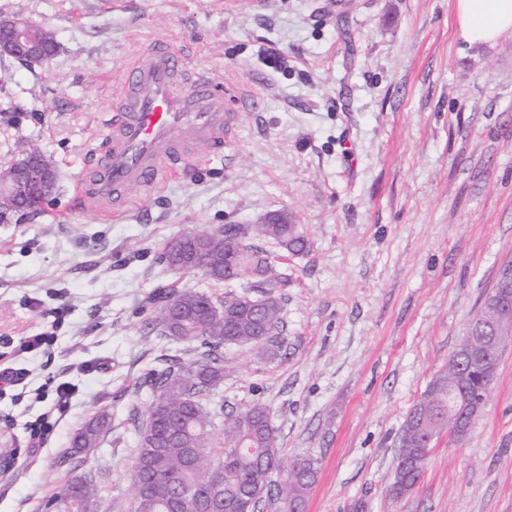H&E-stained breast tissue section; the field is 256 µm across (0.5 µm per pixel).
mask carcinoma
I'll return each instance as SVG.
<instances>
[{
	"instance_id": "cac0c4a2",
	"label": "carcinoma",
	"mask_w": 512,
	"mask_h": 512,
	"mask_svg": "<svg viewBox=\"0 0 512 512\" xmlns=\"http://www.w3.org/2000/svg\"><path fill=\"white\" fill-rule=\"evenodd\" d=\"M224 240L211 246L200 258L201 248L194 233L186 232L166 244L164 262L185 271H201L216 283L239 281L274 286L278 282L275 255L278 247L291 255L307 248V241L293 224H226ZM281 301L271 295L252 304L243 296L227 292L216 300L206 293L172 291L163 297L159 312L148 328L160 338L193 342L203 348L197 361L185 365L171 363L148 375L145 385L152 394L146 418L133 420L138 438V454L129 473L133 489H142L156 504V512H167L170 499L181 495L186 508L193 509L195 497L214 493L224 500L223 512H303L318 467L312 458L296 460L281 482L272 479L280 466L279 437L268 410L252 405L224 419V438L212 440V414L205 397L224 382L226 345L260 344L273 357L282 346ZM474 321L485 337L494 335V313L483 303ZM479 342L466 336L448 359L446 367L429 383L412 405L397 437V456L389 494L401 498L421 480L430 456L423 447L428 435L454 433L463 419L473 423L484 397L496 379L500 358L468 362L467 353ZM112 430V418L99 411L72 437L60 462L75 452L95 447ZM223 449L221 459L209 462L210 449ZM199 464L189 467L191 453ZM73 493L68 481L42 503L48 510Z\"/></svg>"
}]
</instances>
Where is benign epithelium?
<instances>
[{
    "instance_id": "obj_1",
    "label": "benign epithelium",
    "mask_w": 512,
    "mask_h": 512,
    "mask_svg": "<svg viewBox=\"0 0 512 512\" xmlns=\"http://www.w3.org/2000/svg\"><path fill=\"white\" fill-rule=\"evenodd\" d=\"M58 42L44 26L23 17L0 14V56L25 63L46 64L58 52ZM57 174L41 154H29L0 175V223L10 222L20 206L38 207L57 190ZM492 310L499 322V333L491 343L476 350L495 349L512 334V297L494 294Z\"/></svg>"
}]
</instances>
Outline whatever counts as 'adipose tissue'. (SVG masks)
<instances>
[{
	"instance_id": "1",
	"label": "adipose tissue",
	"mask_w": 512,
	"mask_h": 512,
	"mask_svg": "<svg viewBox=\"0 0 512 512\" xmlns=\"http://www.w3.org/2000/svg\"><path fill=\"white\" fill-rule=\"evenodd\" d=\"M457 36L469 46L493 44L512 31V0H455Z\"/></svg>"
}]
</instances>
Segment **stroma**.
<instances>
[{
	"mask_svg": "<svg viewBox=\"0 0 512 512\" xmlns=\"http://www.w3.org/2000/svg\"><path fill=\"white\" fill-rule=\"evenodd\" d=\"M1 13L44 25L60 50L46 65L0 56V171L36 148L59 180L37 213L0 223V365L66 313L53 358L26 355V384L0 392V512H37L71 480L56 461L103 409L112 430L85 465L98 512H130L142 383L166 357L199 355L144 332L153 294H263L171 268L162 247L278 211L308 241L278 266L282 347H224L214 440L225 416L265 406L283 465L319 461L305 512H512V340L468 435H441L415 489L388 494L410 407L512 265V32L467 47L453 0H0ZM158 39L223 76L244 102L237 124L188 176L132 190L124 215L77 209L118 78ZM51 372L78 392L31 456L25 427L47 408L33 390Z\"/></svg>",
	"mask_w": 512,
	"mask_h": 512,
	"instance_id": "stroma-1",
	"label": "stroma"
}]
</instances>
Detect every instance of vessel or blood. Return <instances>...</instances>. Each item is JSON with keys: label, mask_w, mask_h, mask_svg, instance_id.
Instances as JSON below:
<instances>
[{"label": "vessel or blood", "mask_w": 512, "mask_h": 512, "mask_svg": "<svg viewBox=\"0 0 512 512\" xmlns=\"http://www.w3.org/2000/svg\"><path fill=\"white\" fill-rule=\"evenodd\" d=\"M121 84L105 149L92 153L75 188L78 208L112 216L125 209L130 187L148 194L191 171L224 145L237 120L223 80L188 68L183 53L167 42L132 61Z\"/></svg>", "instance_id": "obj_1"}]
</instances>
